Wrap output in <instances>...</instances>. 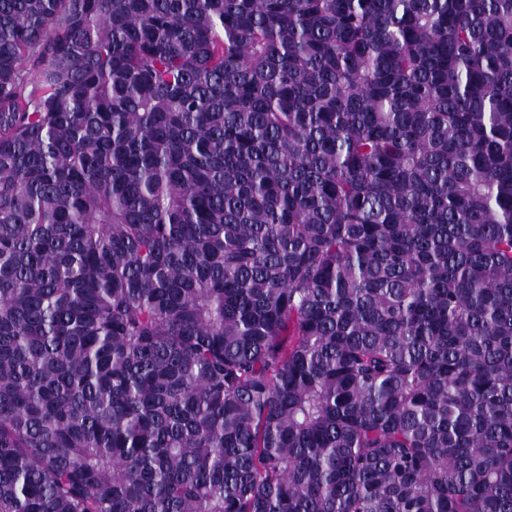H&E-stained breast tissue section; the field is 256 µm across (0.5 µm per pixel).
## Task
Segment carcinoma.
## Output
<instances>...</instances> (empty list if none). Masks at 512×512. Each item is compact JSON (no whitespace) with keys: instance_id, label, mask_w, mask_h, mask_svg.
Here are the masks:
<instances>
[{"instance_id":"obj_1","label":"carcinoma","mask_w":512,"mask_h":512,"mask_svg":"<svg viewBox=\"0 0 512 512\" xmlns=\"http://www.w3.org/2000/svg\"><path fill=\"white\" fill-rule=\"evenodd\" d=\"M0 512H512V0H0Z\"/></svg>"}]
</instances>
